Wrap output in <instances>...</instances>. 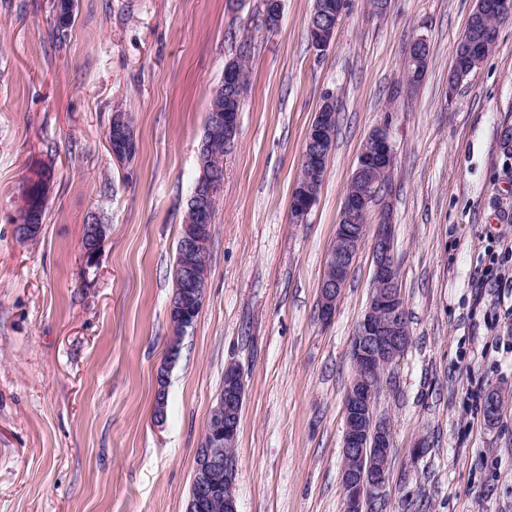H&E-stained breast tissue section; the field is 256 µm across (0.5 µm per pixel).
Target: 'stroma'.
Returning <instances> with one entry per match:
<instances>
[{
    "label": "stroma",
    "mask_w": 512,
    "mask_h": 512,
    "mask_svg": "<svg viewBox=\"0 0 512 512\" xmlns=\"http://www.w3.org/2000/svg\"><path fill=\"white\" fill-rule=\"evenodd\" d=\"M475 0H346L331 47L308 39L314 0H77L64 40L53 0H0V512H185L195 452L227 363L245 398L238 512H343L344 398L373 292L364 238L329 323L319 287L372 129L397 158L394 250L411 342L375 401L390 420L379 512H512V283L480 279L512 242V20L456 90L448 75ZM429 48L406 89L413 41ZM248 45L239 135L209 245L207 295L181 343L163 422L173 266L198 145L224 64ZM336 134L318 200L291 194L324 96ZM128 112L139 149L112 161ZM54 171L37 238L18 242L23 182ZM110 227L86 269L85 223ZM504 403L495 422L485 396ZM116 112L114 115V121L112 122V119H111V122L110 124H112V127H109L108 129V134H107V139H111L112 141V145L111 143H109V146H110V151L112 153V159L114 161V163L119 167V168H127L130 164V160L133 156V146L130 144V142L134 143V139H135V142L137 144V149H138V143H137V139H136V135L134 133V129H133V126H132V122L130 120V124H129V118H128V115L124 112H121V111H114ZM130 125H131V129H132V133H133V136H131V131H130ZM137 154V151L136 153L134 154L133 158L136 156ZM132 158V159H133ZM293 221H303L317 202L318 195L307 185H297L292 191Z\"/></svg>",
    "instance_id": "obj_1"
}]
</instances>
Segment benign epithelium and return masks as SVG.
<instances>
[{"label":"benign epithelium","mask_w":512,"mask_h":512,"mask_svg":"<svg viewBox=\"0 0 512 512\" xmlns=\"http://www.w3.org/2000/svg\"><path fill=\"white\" fill-rule=\"evenodd\" d=\"M344 5L345 0H336L334 5L315 0L316 10L310 19L308 33L318 50H327L336 37V26L321 23V18L332 12L341 16ZM280 13L281 0H267L263 3L261 24L269 29L276 27ZM475 13L473 28L477 30L480 21L489 16L502 19L512 17V3L509 0H476ZM484 43L485 38L474 35L462 42L456 52L471 60L481 58L485 51ZM421 57L420 42L416 41L406 58L408 77L412 82L418 78ZM335 121L333 99L329 98L323 103V110L316 113L306 137L303 159L308 166L316 169L318 162L324 159L325 145L334 138ZM390 126L391 122L387 120L372 130L351 176L355 189L346 194L340 224L327 253L325 273L319 289V311L324 322L330 321L335 314L337 302L366 235L367 225L359 223L360 216L371 214L373 199L380 195L386 198L392 192L391 182L383 179L384 173L394 169L396 160ZM212 130L214 135L224 138V146L234 144L239 132L238 113H214ZM108 134L112 141L110 151L114 163L120 168L128 167L133 156L131 142L134 138L126 113H115ZM223 182L222 166L212 163L210 159L200 162V174L191 196L194 223L184 225L182 250L185 261L180 273V292L168 308L172 327L169 362L157 371L155 377L154 419L158 423L163 421L165 415L169 368L179 354L183 337L193 328L196 314L205 300L209 270L198 256V246L201 238L212 228L208 224L209 202L217 199ZM317 198L318 195L308 186H296L292 192L293 221H303ZM107 232L106 224H92L87 230V236L81 241L86 269L97 267ZM372 259L375 289L353 336L352 360L356 374L344 400L343 450L346 457L341 469L344 512H368L369 497L380 496L386 490L391 424L373 412L375 391L382 371L396 360L410 339L398 287L399 264L394 252L393 224L387 207L374 225ZM243 399V371L239 365L229 363L224 369L223 390L210 413L200 448L196 451L194 491L188 498L186 512H203L206 504L215 498L223 499L224 512H238L234 494L238 460L230 448L235 446Z\"/></svg>","instance_id":"7a95c632"}]
</instances>
